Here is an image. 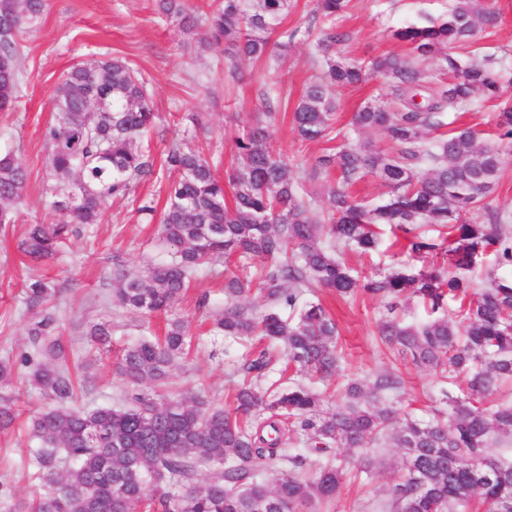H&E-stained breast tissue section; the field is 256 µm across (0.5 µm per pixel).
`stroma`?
Wrapping results in <instances>:
<instances>
[{"label": "stroma", "instance_id": "1", "mask_svg": "<svg viewBox=\"0 0 512 512\" xmlns=\"http://www.w3.org/2000/svg\"><path fill=\"white\" fill-rule=\"evenodd\" d=\"M482 2L494 12L496 21L480 29L476 44L495 56L505 78L502 99L512 102V0ZM452 4L453 0H349L336 21L346 38L336 45L335 56L362 64L389 53H404V45L389 38V29L440 19ZM111 57L126 60L147 81L157 114L148 135L155 157H163L170 142L180 138L203 148L219 176L227 177L237 162L235 141L261 119L267 93L281 100L272 145L287 158L293 174L311 169L320 156L336 147L324 139L299 140L292 130V112L306 84L323 72V59L313 41L294 40L286 55L272 61L239 60V78L234 81L227 75L228 61L184 36L175 20L158 13L155 0H47L44 15L21 40L17 67L26 81L24 92L11 110L0 112V151H12L29 173L26 207L15 223L0 227V360L26 344L29 314L23 290L30 276L51 282L62 290L64 339L76 357L91 363L90 386L83 397L90 409L126 404L128 387L116 371L117 359L148 328L160 330L166 324L165 315L149 317L110 303L114 269L137 275L168 260L157 223L146 222L137 211L143 199L154 200L157 210H164L165 195L159 184L139 186L134 197L109 204L100 223L90 225L45 264L25 265L17 244L28 225L55 224L63 218L43 196L49 151L42 131L53 120L52 98L57 88L72 67ZM390 94V87L378 76L357 86L336 88V128L346 141L367 137L375 146L387 148L383 133L362 135L353 126L352 115L366 103H384ZM497 108V102L483 103L479 111L461 113L458 123L473 127L485 143L499 145L502 175L488 201L512 216V146L497 142ZM189 112L201 114L202 126L186 120ZM225 273L219 266L200 274L177 306L176 315L192 331L200 329V296H207V310H223ZM304 299L322 303L336 321L341 379L393 371L400 375L402 385L389 402L399 414L429 415L442 407L448 384L381 342L378 327L385 308L380 298L360 293L344 299L321 289L306 293ZM96 323L112 329L110 349L100 354L89 351L85 336L88 326ZM243 354L237 342L201 334L192 357L178 361L172 371L173 392L213 406H229ZM35 446L24 423L0 432V482L8 483L19 500L27 499L32 491L26 460ZM402 456V449L389 439L363 452L347 450L338 512H360L364 503L386 499L400 474Z\"/></svg>", "mask_w": 512, "mask_h": 512}]
</instances>
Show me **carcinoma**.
Returning a JSON list of instances; mask_svg holds the SVG:
<instances>
[{
    "label": "carcinoma",
    "mask_w": 512,
    "mask_h": 512,
    "mask_svg": "<svg viewBox=\"0 0 512 512\" xmlns=\"http://www.w3.org/2000/svg\"><path fill=\"white\" fill-rule=\"evenodd\" d=\"M205 20L185 0H157L159 11L194 33L206 26L208 45H224V58L260 60L279 56L286 43L271 35L287 16L290 0H212ZM348 0H316L314 18L328 25L317 48L323 75L311 81L293 111V129L303 141L335 131L336 101L331 87L361 83L368 75L392 89L382 105L366 104L354 115L360 130H380L392 142L386 150L368 143L343 144L317 159L315 173L336 171L329 210L314 211L299 192L288 163L271 145V125L280 100L264 95L266 124L236 140L237 166L221 180L204 153L188 143H171L161 164L145 145L156 112L136 73L113 57L71 69L53 97L54 121L43 131L50 150L45 194L49 206L66 214L60 224H30L19 249L34 264L55 258L60 248L100 223L109 200L130 196L142 182L163 179L166 209L160 219L170 260L130 278L115 270L111 301L139 313L171 312L198 272L209 264L258 261L257 292L267 308L249 299L251 283L224 277V311L210 315L211 332L251 342L236 370L233 408L188 402L169 394L171 368L188 355L193 336L179 317L162 336L125 348L119 374L131 386L129 404L87 409L78 393L87 388L71 371L60 331L56 296L60 289L41 278L24 288L32 312L26 346L0 361V431L20 416L14 375L25 370L47 404L29 419L28 468L35 490L14 501L0 483V512H322L340 495V465L332 451L367 448L388 432L404 450L402 474L376 504L383 512H512V460L492 457L493 446L512 447V400L494 392L512 381V230L487 199L501 177V153L451 115L501 98V75L490 55L474 47L480 26L495 20L479 0H454L446 19L392 30L408 47L379 56L365 66L334 59L336 17ZM46 0H0V111L18 99L22 77L16 66L20 39L36 24ZM467 51L463 63L450 53ZM438 58L448 81L434 82L422 67ZM450 127L448 135L432 133ZM498 139L512 143V105L497 113ZM379 179L386 197L368 205L349 188L366 176ZM28 172L11 153L0 156V225L16 222L25 205ZM232 189V202L225 186ZM483 209L485 223L466 214ZM402 233L408 258L440 259L439 266L397 268L364 279L353 274L337 246L362 253L380 245V227ZM495 258L483 282L467 273L486 256ZM311 288L344 297L363 292L387 300L379 324L382 343L433 370L448 382L463 383L446 395L448 410L428 420L397 419L383 395L400 389L393 372L347 383L332 411L321 394L303 384L285 389L257 384L271 369L267 344L283 345L287 367L329 381L340 371L337 326L319 303L299 304ZM428 313L405 323L396 311L407 294ZM457 303L455 318L443 315ZM92 345L104 348L112 336L105 324L87 330ZM301 442L326 458L314 478L298 469ZM217 472L201 478L205 468Z\"/></svg>",
    "instance_id": "obj_1"
}]
</instances>
